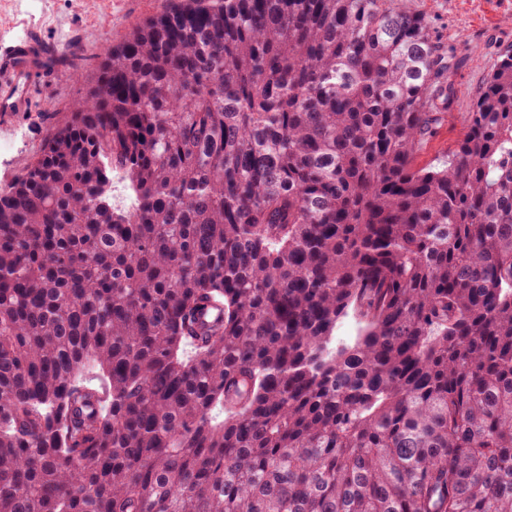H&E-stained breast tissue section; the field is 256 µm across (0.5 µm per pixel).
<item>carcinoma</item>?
Instances as JSON below:
<instances>
[{"mask_svg":"<svg viewBox=\"0 0 512 512\" xmlns=\"http://www.w3.org/2000/svg\"><path fill=\"white\" fill-rule=\"evenodd\" d=\"M451 68L382 0L108 53L0 189V512H512V54L421 168Z\"/></svg>","mask_w":512,"mask_h":512,"instance_id":"obj_1","label":"carcinoma"}]
</instances>
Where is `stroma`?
<instances>
[{
    "instance_id": "1",
    "label": "stroma",
    "mask_w": 512,
    "mask_h": 512,
    "mask_svg": "<svg viewBox=\"0 0 512 512\" xmlns=\"http://www.w3.org/2000/svg\"><path fill=\"white\" fill-rule=\"evenodd\" d=\"M169 6L170 0H0V52L30 42L39 55L26 111H0V188L39 155L72 102L95 85L98 52L123 44ZM402 6L424 19L432 39L455 61L451 115L416 156L418 166L432 167L462 137L464 117L487 74L512 52V0H402Z\"/></svg>"
}]
</instances>
